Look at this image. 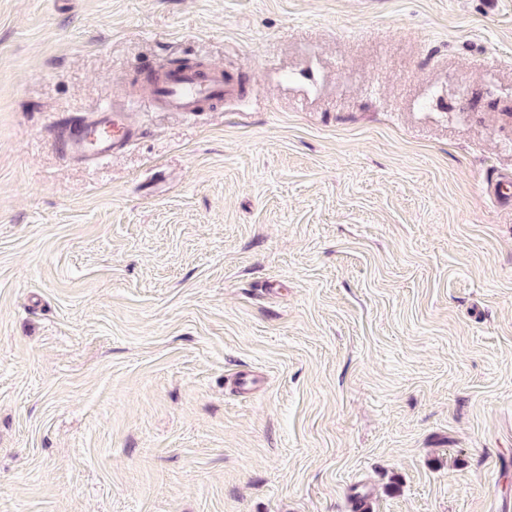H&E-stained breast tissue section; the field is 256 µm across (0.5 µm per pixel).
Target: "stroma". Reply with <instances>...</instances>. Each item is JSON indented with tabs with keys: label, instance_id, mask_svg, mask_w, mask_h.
<instances>
[{
	"label": "stroma",
	"instance_id": "obj_1",
	"mask_svg": "<svg viewBox=\"0 0 512 512\" xmlns=\"http://www.w3.org/2000/svg\"><path fill=\"white\" fill-rule=\"evenodd\" d=\"M508 107L512 0H0V512H512ZM235 93L236 84L224 67L210 64L203 69L147 70L130 98L147 100L161 111L194 114L207 104H224ZM135 134L127 106L112 104L88 113L78 127L65 129L58 149L68 160L89 163L112 156Z\"/></svg>",
	"mask_w": 512,
	"mask_h": 512
}]
</instances>
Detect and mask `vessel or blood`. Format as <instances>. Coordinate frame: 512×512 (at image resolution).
I'll return each instance as SVG.
<instances>
[{
	"label": "vessel or blood",
	"mask_w": 512,
	"mask_h": 512,
	"mask_svg": "<svg viewBox=\"0 0 512 512\" xmlns=\"http://www.w3.org/2000/svg\"><path fill=\"white\" fill-rule=\"evenodd\" d=\"M235 93L236 85L223 67L211 64L202 69L147 72L134 96L161 111L193 114L205 105L231 99ZM135 134L127 107L112 104L88 113L78 127L64 131L58 149L69 160L89 163L112 156Z\"/></svg>",
	"instance_id": "vessel-or-blood-1"
}]
</instances>
